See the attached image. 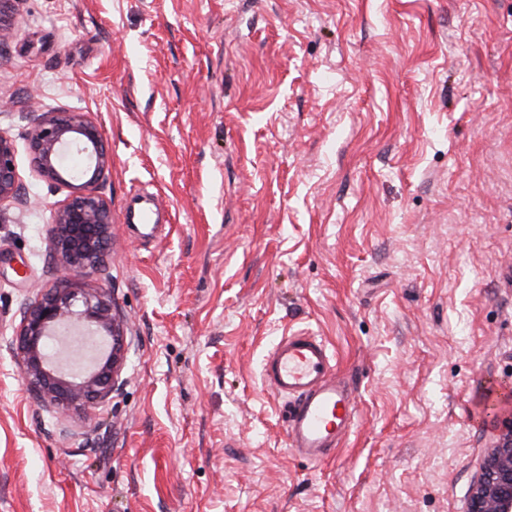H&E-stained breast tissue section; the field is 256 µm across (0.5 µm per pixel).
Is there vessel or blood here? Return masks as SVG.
I'll list each match as a JSON object with an SVG mask.
<instances>
[{
  "instance_id": "b4317fda",
  "label": "vessel or blood",
  "mask_w": 512,
  "mask_h": 512,
  "mask_svg": "<svg viewBox=\"0 0 512 512\" xmlns=\"http://www.w3.org/2000/svg\"><path fill=\"white\" fill-rule=\"evenodd\" d=\"M263 380L291 401L285 433L292 452L321 462L348 436L355 395L322 338L304 332L281 337L265 359Z\"/></svg>"
}]
</instances>
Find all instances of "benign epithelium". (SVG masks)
Returning <instances> with one entry per match:
<instances>
[{"label": "benign epithelium", "mask_w": 512, "mask_h": 512, "mask_svg": "<svg viewBox=\"0 0 512 512\" xmlns=\"http://www.w3.org/2000/svg\"><path fill=\"white\" fill-rule=\"evenodd\" d=\"M27 153L44 180L69 188L55 204L47 250L57 285L27 305L12 344L23 381L59 410L103 403L123 384L127 362L123 321L105 288L74 287L73 279L104 266L112 249V201L101 185L112 168L101 125L64 109L22 112ZM18 148L0 132V222L28 199L18 176ZM499 437L473 483L468 512H512V411L498 422Z\"/></svg>", "instance_id": "benign-epithelium-1"}]
</instances>
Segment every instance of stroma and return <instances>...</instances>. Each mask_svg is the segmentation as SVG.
Wrapping results in <instances>:
<instances>
[{"mask_svg": "<svg viewBox=\"0 0 512 512\" xmlns=\"http://www.w3.org/2000/svg\"><path fill=\"white\" fill-rule=\"evenodd\" d=\"M0 131L30 204L0 223V512H466L512 394V0H14ZM112 153L125 381L59 412L7 348L56 274L22 112ZM162 211L141 237L127 200ZM328 344L347 439L287 448L280 337Z\"/></svg>", "mask_w": 512, "mask_h": 512, "instance_id": "stroma-1", "label": "stroma"}]
</instances>
